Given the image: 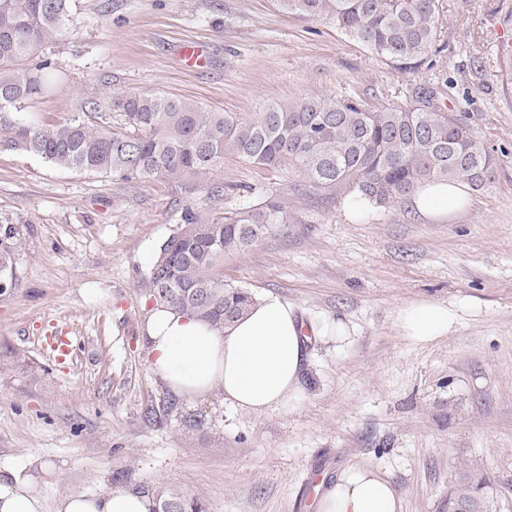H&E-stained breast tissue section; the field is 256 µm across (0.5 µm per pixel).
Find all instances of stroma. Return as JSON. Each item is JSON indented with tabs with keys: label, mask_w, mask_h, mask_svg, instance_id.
<instances>
[{
	"label": "stroma",
	"mask_w": 512,
	"mask_h": 512,
	"mask_svg": "<svg viewBox=\"0 0 512 512\" xmlns=\"http://www.w3.org/2000/svg\"><path fill=\"white\" fill-rule=\"evenodd\" d=\"M498 2L442 0L443 51L403 71L274 0H75L48 50L66 75L27 104L43 123L115 92H164L215 112L342 92L411 106L442 68L454 82L442 107L466 112L496 159L466 209L436 218L405 201L355 216L344 196L301 190L297 172L225 160L219 211L274 186L296 218L225 254V281L279 295L306 323L343 321L350 336L311 341L304 393L288 410H235L215 393L166 413L169 393L141 345L143 282L182 209L206 207L205 191L0 149V225L20 239L14 285L0 293V470L40 476L41 512H57L68 492L134 483L177 486L207 512H309L312 479L353 464L386 474L403 512H448L466 474L485 477L497 512H512V96L497 60L512 29ZM188 43L201 64L182 60ZM419 300L457 311L448 335L404 336L398 313ZM51 336L68 339L65 360ZM17 352L26 367L13 365Z\"/></svg>",
	"instance_id": "obj_1"
}]
</instances>
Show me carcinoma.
<instances>
[{"instance_id": "cac0c4a2", "label": "carcinoma", "mask_w": 512, "mask_h": 512, "mask_svg": "<svg viewBox=\"0 0 512 512\" xmlns=\"http://www.w3.org/2000/svg\"><path fill=\"white\" fill-rule=\"evenodd\" d=\"M73 0H0V147L36 155L66 169L123 180L164 177L213 203L224 185L211 176L234 157L270 169L291 167L309 189L344 193L362 206H393L418 187L460 182L473 190L491 181L493 155L471 127L439 104L433 88L417 105H375L357 94L312 95L295 105L266 104L249 115L211 112L184 98L143 93L88 100L61 125L44 127L24 104L51 91L64 71L46 53L72 23ZM284 13L327 20L368 51L406 69L439 54L441 0H275ZM503 91L512 93V40L498 48ZM122 124H112L110 111ZM294 216L276 189L252 206L216 216L186 207L145 280L149 295L218 331L256 301L224 282V254L244 250ZM16 228L0 226V282L14 284ZM485 480L467 479L448 493V510L493 512ZM153 512H205L204 505L162 484H136Z\"/></svg>"}]
</instances>
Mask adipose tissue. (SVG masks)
Returning a JSON list of instances; mask_svg holds the SVG:
<instances>
[{
    "mask_svg": "<svg viewBox=\"0 0 512 512\" xmlns=\"http://www.w3.org/2000/svg\"><path fill=\"white\" fill-rule=\"evenodd\" d=\"M410 202L420 214L436 216L469 203L462 185L436 182L419 187ZM457 315L447 304L420 301L404 307L399 323L407 336L426 342L447 335ZM344 343L343 322L304 325L296 307L267 294L224 331L167 304L146 312L143 347L149 370L176 397L196 401L221 392L224 404L250 412L284 411L301 393L310 336ZM147 496L123 485L100 496L69 492L57 512H151ZM35 477L0 472V512H40ZM318 512H402L391 481L366 465L341 470L320 495Z\"/></svg>",
    "mask_w": 512,
    "mask_h": 512,
    "instance_id": "adipose-tissue-1",
    "label": "adipose tissue"
}]
</instances>
